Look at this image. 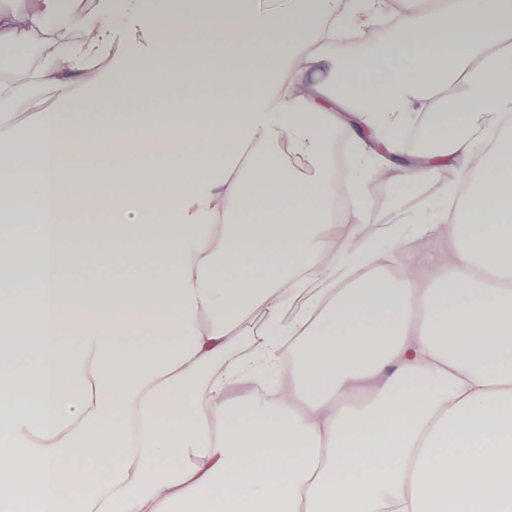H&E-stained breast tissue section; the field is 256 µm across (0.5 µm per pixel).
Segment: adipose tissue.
Wrapping results in <instances>:
<instances>
[{
	"instance_id": "obj_1",
	"label": "adipose tissue",
	"mask_w": 512,
	"mask_h": 512,
	"mask_svg": "<svg viewBox=\"0 0 512 512\" xmlns=\"http://www.w3.org/2000/svg\"><path fill=\"white\" fill-rule=\"evenodd\" d=\"M390 15V43L331 58ZM124 30L145 46L113 55ZM24 45L57 105L23 130L0 81V213L18 228L0 234L16 269L0 285L1 502L512 512V0H0V48ZM358 73L380 79L356 94ZM181 88L182 119L132 138L138 104ZM103 109L105 149L83 132ZM420 113L432 149L396 168ZM105 151L111 171L81 166ZM134 154L151 161L122 165ZM387 180L444 196L389 242L449 244L366 277L384 249L362 227ZM343 188L352 203L334 209ZM91 202L106 222L61 223ZM256 312L251 358H228ZM74 468L92 482L65 501Z\"/></svg>"
}]
</instances>
